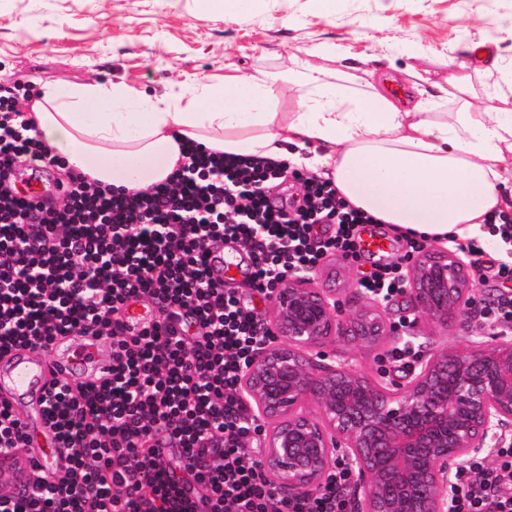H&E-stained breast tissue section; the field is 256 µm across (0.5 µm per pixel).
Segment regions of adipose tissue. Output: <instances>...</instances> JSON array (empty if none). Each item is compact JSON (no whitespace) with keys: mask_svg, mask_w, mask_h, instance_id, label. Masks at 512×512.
<instances>
[{"mask_svg":"<svg viewBox=\"0 0 512 512\" xmlns=\"http://www.w3.org/2000/svg\"><path fill=\"white\" fill-rule=\"evenodd\" d=\"M314 53L338 67L304 65L296 112L280 111L282 86L260 71L163 95L100 81L44 86L24 117L66 170L129 191L165 182L195 142L289 160L379 222L437 239L484 237L487 218L512 210V113L496 107L497 89L452 72L408 109L357 82L340 46Z\"/></svg>","mask_w":512,"mask_h":512,"instance_id":"ef3b65f1","label":"adipose tissue"}]
</instances>
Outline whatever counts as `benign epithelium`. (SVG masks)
<instances>
[{"instance_id": "7a95c632", "label": "benign epithelium", "mask_w": 512, "mask_h": 512, "mask_svg": "<svg viewBox=\"0 0 512 512\" xmlns=\"http://www.w3.org/2000/svg\"><path fill=\"white\" fill-rule=\"evenodd\" d=\"M405 282L410 327L431 319L446 328L475 300L470 262L447 247L423 248ZM270 303L274 341L245 369L241 395L264 423L263 463L280 493L314 494L343 460L356 476L354 512H453V476L499 447L512 423V335L471 336L380 385L323 350L335 337L371 346L403 335L378 295L346 310L336 289L290 275Z\"/></svg>"}]
</instances>
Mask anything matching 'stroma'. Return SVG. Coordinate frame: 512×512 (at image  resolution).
Returning <instances> with one entry per match:
<instances>
[{
  "instance_id": "1",
  "label": "stroma",
  "mask_w": 512,
  "mask_h": 512,
  "mask_svg": "<svg viewBox=\"0 0 512 512\" xmlns=\"http://www.w3.org/2000/svg\"><path fill=\"white\" fill-rule=\"evenodd\" d=\"M510 24L512 0H336L332 12L313 0H264L248 21L197 14L192 0H0V87L19 94L95 79L161 94L197 77L221 82L228 65L241 76L263 70L284 82L300 60L331 67L312 50L333 43L350 64L373 71L382 89L402 87L412 104L445 81L449 65L472 71L474 46ZM362 270L330 254L316 268L352 307ZM490 332L472 312L445 328L424 323L413 338L374 347L340 338L334 348L371 379L384 372L400 380L410 366L392 360L396 345L420 353Z\"/></svg>"
}]
</instances>
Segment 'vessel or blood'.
I'll list each match as a JSON object with an SVG mask.
<instances>
[{"label": "vessel or blood", "mask_w": 512, "mask_h": 512, "mask_svg": "<svg viewBox=\"0 0 512 512\" xmlns=\"http://www.w3.org/2000/svg\"><path fill=\"white\" fill-rule=\"evenodd\" d=\"M125 318L139 328L157 321L156 311L143 303H131ZM112 366L109 341L60 336L49 351L15 349L0 356V400L18 416L30 438L28 448L13 456L0 457V471L11 484L26 481L32 465L52 473L57 465L49 450L55 445V432L47 417V388L54 375L71 383L97 381L108 377Z\"/></svg>", "instance_id": "1"}]
</instances>
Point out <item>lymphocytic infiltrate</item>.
I'll use <instances>...</instances> for the list:
<instances>
[{
	"label": "lymphocytic infiltrate",
	"mask_w": 512,
	"mask_h": 512,
	"mask_svg": "<svg viewBox=\"0 0 512 512\" xmlns=\"http://www.w3.org/2000/svg\"><path fill=\"white\" fill-rule=\"evenodd\" d=\"M17 96L0 94V354L46 349L59 336L112 341L110 378L52 383L48 414L67 455L60 473L31 470L27 492L0 512H347L346 468L317 494L282 498L249 446L261 425L240 394L267 321L213 278V248L230 239L247 258L244 283L267 298L276 280L309 274L323 256L356 257L372 216L331 181L288 163L187 144L167 182L127 193L70 177L54 200L29 202L17 165L58 166L19 122ZM291 176L298 196L279 202ZM159 315L135 332L128 303ZM495 465L469 459L453 512H512V434Z\"/></svg>",
	"instance_id": "lymphocytic-infiltrate-1"
}]
</instances>
